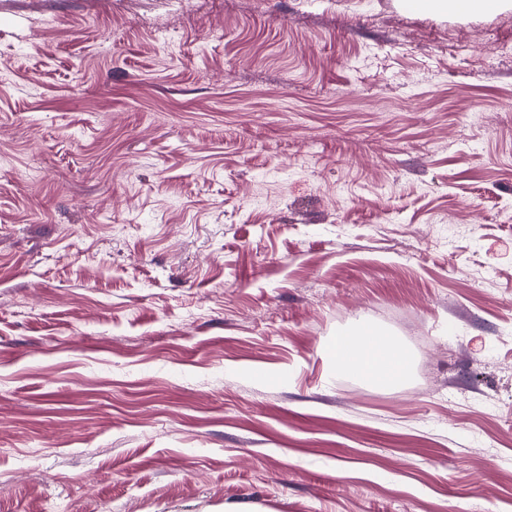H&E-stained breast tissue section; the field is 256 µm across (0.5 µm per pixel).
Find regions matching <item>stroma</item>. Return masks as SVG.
<instances>
[{"mask_svg": "<svg viewBox=\"0 0 512 512\" xmlns=\"http://www.w3.org/2000/svg\"><path fill=\"white\" fill-rule=\"evenodd\" d=\"M501 41L512 9L0 0V512H512ZM365 327L405 381L337 372Z\"/></svg>", "mask_w": 512, "mask_h": 512, "instance_id": "stroma-1", "label": "stroma"}]
</instances>
